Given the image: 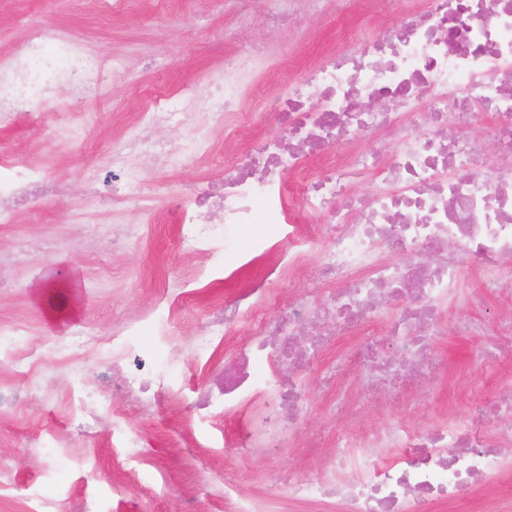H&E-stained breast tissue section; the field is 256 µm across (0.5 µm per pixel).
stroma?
<instances>
[{
  "label": "stroma",
  "mask_w": 512,
  "mask_h": 512,
  "mask_svg": "<svg viewBox=\"0 0 512 512\" xmlns=\"http://www.w3.org/2000/svg\"><path fill=\"white\" fill-rule=\"evenodd\" d=\"M265 9V0H253L246 12L240 11L236 0H195L190 7L183 0H132L127 10L112 15L76 0H0V53L10 52L33 29L63 27L84 45L93 64H109L116 70L83 104L59 95L56 105L62 111L82 110L94 117L93 123L68 136L47 134L35 144L25 124L0 129V141L23 151L38 149L53 180L66 187L63 195L37 200L23 224H0L2 252L26 248L49 236L69 240L67 247L50 253L32 252L28 263L14 269L0 286V321H24L35 330L31 336L13 337V345L52 343L70 336L79 325L111 335L124 318L156 304L188 264L173 240L172 223H155L151 216L163 211L166 197L187 183L213 176L214 168L133 170L142 192L136 207L125 211L111 209L106 202L109 186L87 179L89 171L109 167L112 150L122 137L146 133L174 149L188 141L186 130L154 125L144 116L146 88L158 86L176 93L193 87L201 92L211 73L227 69L240 77L239 83L227 86V93L255 109L264 97L284 95L289 75L298 74L327 51L343 48L349 30L358 28L376 36L384 28L374 20L330 12L303 15L295 28L285 31L265 25ZM258 37L269 47L260 60L247 53ZM508 311H512L511 280L472 306L448 307V333L432 342L444 369L416 387L410 402L380 392L332 414L325 409L328 395L322 375L307 376L309 408L301 437L273 457L241 460L224 453V439L234 436L245 422L241 415L226 418L223 428L212 431V447L190 446L186 436L196 428L195 419L181 401L168 403L142 433L147 455L185 489V497L146 486L114 500L110 512H183L187 507L193 512H217L214 492L205 487V480L220 483L229 476L241 493L255 494L272 471L299 475L313 471L322 444L335 433H358L391 421L425 430L449 415L466 420L473 399L492 398L512 384V364L473 363L471 354L484 344V336L462 334L457 325L479 316L491 333L499 315ZM0 457L13 460L15 482L25 492L51 495L61 489L71 495L89 494L105 469L115 480L126 478L125 468L115 465L107 447L56 473L43 457L20 448L6 432L0 434Z\"/></svg>",
  "instance_id": "stroma-1"
}]
</instances>
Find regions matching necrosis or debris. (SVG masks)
Returning <instances> with one entry per match:
<instances>
[{"mask_svg":"<svg viewBox=\"0 0 512 512\" xmlns=\"http://www.w3.org/2000/svg\"><path fill=\"white\" fill-rule=\"evenodd\" d=\"M373 2L376 14H399L398 28L331 55L295 79L287 98L268 100L277 136L255 140L253 113L215 98L205 120L240 149L220 168L222 193L192 182L168 202L178 245L194 263L164 306L127 318L106 338L82 327L67 342L24 349L6 339L31 334V326L0 323V421L22 423L29 403L48 397L68 423L56 438L26 434L29 452L55 465L75 438L88 453L105 444L140 458L139 428L105 435L101 422L131 411L143 422L155 418L163 400L182 391L187 359L208 373L205 356L220 347L223 369L188 403L208 423L192 444L208 447L210 429L243 414L247 428L225 447L276 455L299 437L301 373L338 337L365 332L347 360L365 389L408 394L435 368L427 337L446 332L448 305L469 300L463 272L489 292L512 276V0H424L421 10L411 0ZM100 76L80 43L41 30L0 53V126L23 117L39 130L85 125L88 113L59 111L55 94H91ZM146 111L152 123L183 127L197 99L190 90L159 92ZM485 113L493 116L491 160L471 140ZM381 134L389 145L374 146ZM364 140L371 146L363 151ZM134 159L156 168L182 162L137 135L119 145L113 173H127ZM60 190L33 155L0 143V224L17 223L37 192ZM302 209L320 224H298ZM242 227L252 230L243 247L231 237ZM251 268L250 283L210 302L197 341L179 338L194 285ZM301 278L307 289L286 297ZM147 333L156 338L149 346L141 341ZM88 354L98 361L94 377L75 376L66 392L48 394L41 377ZM505 477H512V390L474 402L464 422L339 433L312 476H272V492L253 496L225 484L224 508L279 512L287 499L333 503L340 512H428Z\"/></svg>","mask_w":512,"mask_h":512,"instance_id":"obj_1","label":"necrosis or debris"}]
</instances>
